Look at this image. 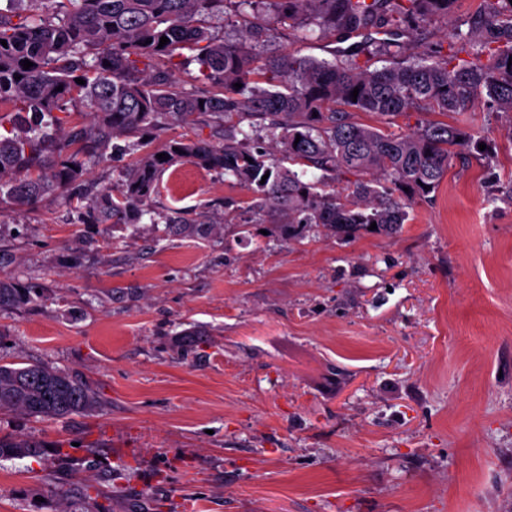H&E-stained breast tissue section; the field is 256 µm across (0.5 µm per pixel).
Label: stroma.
I'll list each match as a JSON object with an SVG mask.
<instances>
[{
	"label": "stroma",
	"mask_w": 512,
	"mask_h": 512,
	"mask_svg": "<svg viewBox=\"0 0 512 512\" xmlns=\"http://www.w3.org/2000/svg\"><path fill=\"white\" fill-rule=\"evenodd\" d=\"M484 8L272 45L379 68L372 43L444 52ZM447 121L486 149L391 237L282 239L188 161L151 206L220 217L206 240L88 224L62 196L0 202V274L37 289L0 309V362L65 370L100 402L0 410V436L44 446L0 459V512H512V117L480 103ZM141 153L88 156L90 180L119 185Z\"/></svg>",
	"instance_id": "obj_1"
}]
</instances>
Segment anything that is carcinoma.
<instances>
[{"label": "carcinoma", "mask_w": 512, "mask_h": 512, "mask_svg": "<svg viewBox=\"0 0 512 512\" xmlns=\"http://www.w3.org/2000/svg\"><path fill=\"white\" fill-rule=\"evenodd\" d=\"M228 2L10 0L12 7L0 10V41L7 42L0 44V128L11 124L0 134V190L27 205L59 195L84 176L90 150L134 138L144 153L121 184L90 200L71 198L85 221L138 223L151 213L148 202L160 175L189 158L250 191L246 210L274 214V231L284 239L302 236L310 224L338 238L369 231L393 236L408 209L429 198L455 155L470 147L471 135L439 121L395 134L357 122L354 114L393 119L417 106L448 114L479 100L512 112V0H487L467 57L427 55L379 69L353 55L330 61L265 46L276 26L305 32L314 25L328 38L378 20L425 22L447 14L453 0H237V10H252L242 17L238 40L211 31ZM162 37L169 42L161 47ZM184 49L194 52L197 71L189 79L205 85L203 92L173 89ZM25 59L33 62L28 70ZM78 106L90 112V123L72 122L70 109ZM194 117L213 119L224 142L197 136L148 149L144 137L151 130ZM46 118L69 130L48 133ZM246 120L247 130L241 127ZM260 139L269 146L250 145ZM161 152L169 159L157 158ZM310 168L319 177L310 179ZM343 175L348 179L338 190L335 182ZM162 219L171 235L201 239L218 224L204 212L178 209ZM32 293L1 279L0 307L25 304ZM98 407L95 393L64 371L41 363L0 364L1 409L57 419ZM41 452L27 438H0V459Z\"/></svg>", "instance_id": "obj_1"}]
</instances>
